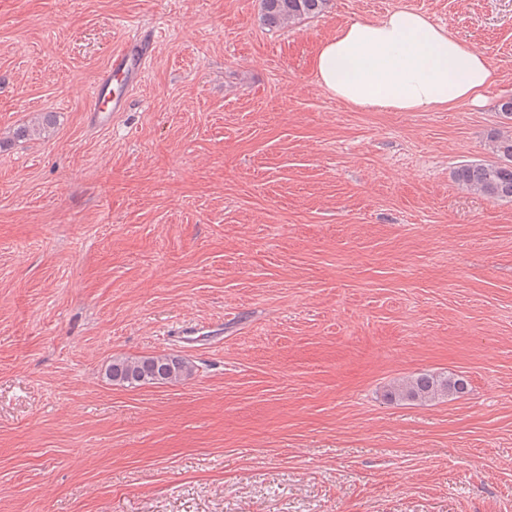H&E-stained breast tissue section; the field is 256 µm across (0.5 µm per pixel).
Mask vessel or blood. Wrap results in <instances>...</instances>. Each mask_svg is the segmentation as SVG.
<instances>
[{"mask_svg":"<svg viewBox=\"0 0 512 512\" xmlns=\"http://www.w3.org/2000/svg\"><path fill=\"white\" fill-rule=\"evenodd\" d=\"M160 34L156 26L135 30L123 46L113 51L92 88L91 117L96 124H108L113 113L125 111L131 93L145 76L148 58Z\"/></svg>","mask_w":512,"mask_h":512,"instance_id":"b4317fda","label":"vessel or blood"}]
</instances>
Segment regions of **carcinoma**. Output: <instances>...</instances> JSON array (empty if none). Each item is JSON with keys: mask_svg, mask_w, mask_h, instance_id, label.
Wrapping results in <instances>:
<instances>
[{"mask_svg": "<svg viewBox=\"0 0 512 512\" xmlns=\"http://www.w3.org/2000/svg\"><path fill=\"white\" fill-rule=\"evenodd\" d=\"M330 0H261V22L270 29L290 26L315 16L328 7ZM493 162L470 161L453 172L463 189L498 200L512 201V126L489 135ZM193 374V366L176 354L118 356L106 368L109 381L126 387L179 382ZM469 383L463 376L448 373H418L393 383L386 391L390 401L427 402L463 394Z\"/></svg>", "mask_w": 512, "mask_h": 512, "instance_id": "1", "label": "carcinoma"}]
</instances>
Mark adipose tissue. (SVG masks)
<instances>
[{"instance_id": "obj_1", "label": "adipose tissue", "mask_w": 512, "mask_h": 512, "mask_svg": "<svg viewBox=\"0 0 512 512\" xmlns=\"http://www.w3.org/2000/svg\"><path fill=\"white\" fill-rule=\"evenodd\" d=\"M313 70L326 92L366 111L429 112L475 103L497 80L485 55L406 9L342 28L319 45Z\"/></svg>"}]
</instances>
